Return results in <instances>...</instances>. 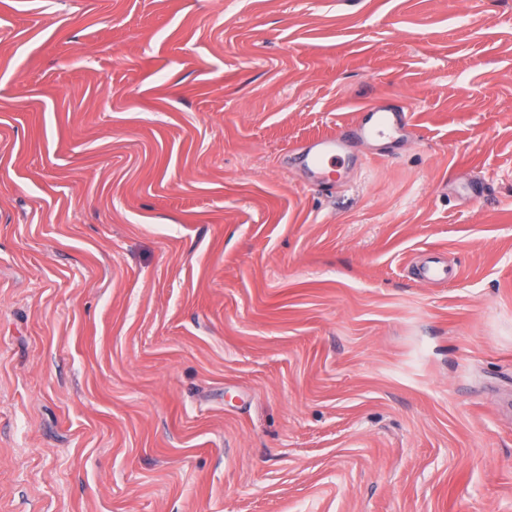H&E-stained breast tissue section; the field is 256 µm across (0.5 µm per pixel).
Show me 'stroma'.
Listing matches in <instances>:
<instances>
[{"mask_svg": "<svg viewBox=\"0 0 512 512\" xmlns=\"http://www.w3.org/2000/svg\"><path fill=\"white\" fill-rule=\"evenodd\" d=\"M0 512H512V0H0ZM359 112L367 113L300 149L299 158L309 175V184L323 186L332 182L338 169L354 159L358 144L396 137L409 126V112L401 106L371 103ZM419 277L430 283L451 282L458 277V271L438 258H430L418 268Z\"/></svg>", "mask_w": 512, "mask_h": 512, "instance_id": "1", "label": "stroma"}]
</instances>
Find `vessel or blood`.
Listing matches in <instances>:
<instances>
[{"label":"vessel or blood","instance_id":"1","mask_svg":"<svg viewBox=\"0 0 512 512\" xmlns=\"http://www.w3.org/2000/svg\"><path fill=\"white\" fill-rule=\"evenodd\" d=\"M409 125V114L403 107L371 103L364 114L350 123L310 141L300 150L301 164L309 182L323 186L332 182L339 168L354 158L357 145L390 139L403 133ZM419 277L430 283L450 282L458 272L447 263L433 258L418 269Z\"/></svg>","mask_w":512,"mask_h":512}]
</instances>
